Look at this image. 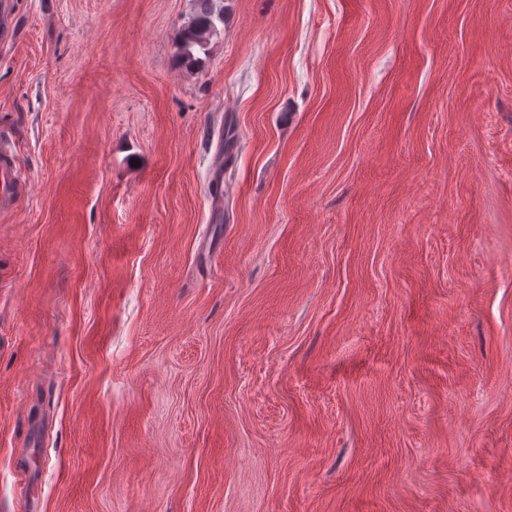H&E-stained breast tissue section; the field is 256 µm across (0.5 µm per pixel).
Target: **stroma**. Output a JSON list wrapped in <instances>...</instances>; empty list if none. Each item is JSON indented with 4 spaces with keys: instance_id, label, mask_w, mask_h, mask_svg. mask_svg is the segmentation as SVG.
Wrapping results in <instances>:
<instances>
[{
    "instance_id": "obj_1",
    "label": "stroma",
    "mask_w": 512,
    "mask_h": 512,
    "mask_svg": "<svg viewBox=\"0 0 512 512\" xmlns=\"http://www.w3.org/2000/svg\"><path fill=\"white\" fill-rule=\"evenodd\" d=\"M224 6L18 0L0 512H512V0ZM196 1V11L179 36L180 56L186 66L200 64V54L207 57L211 38L224 27V0Z\"/></svg>"
}]
</instances>
